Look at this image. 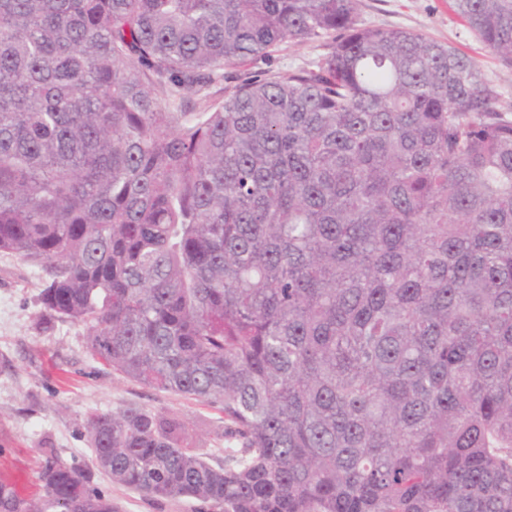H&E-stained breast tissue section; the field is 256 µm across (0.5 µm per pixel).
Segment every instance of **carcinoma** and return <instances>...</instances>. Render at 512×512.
<instances>
[{"instance_id":"carcinoma-1","label":"carcinoma","mask_w":512,"mask_h":512,"mask_svg":"<svg viewBox=\"0 0 512 512\" xmlns=\"http://www.w3.org/2000/svg\"><path fill=\"white\" fill-rule=\"evenodd\" d=\"M512 65V0H455ZM358 0H0V252L51 320L224 414L91 412L96 464L213 512H512V112ZM296 42L309 67L209 89ZM0 512H120L49 459Z\"/></svg>"}]
</instances>
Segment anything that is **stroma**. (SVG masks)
<instances>
[{
	"label": "stroma",
	"instance_id": "35a3bbf8",
	"mask_svg": "<svg viewBox=\"0 0 512 512\" xmlns=\"http://www.w3.org/2000/svg\"><path fill=\"white\" fill-rule=\"evenodd\" d=\"M360 25L415 30L475 58L484 76L512 103V67L469 32L454 0H359ZM43 272L0 253V481L40 494L47 457L77 466L112 496L120 512H201L188 498H147L113 484L95 466L85 417L137 405L183 419L197 452L223 454L224 420L177 395L138 385L105 369L89 351L86 326L48 321L40 292Z\"/></svg>",
	"mask_w": 512,
	"mask_h": 512
}]
</instances>
